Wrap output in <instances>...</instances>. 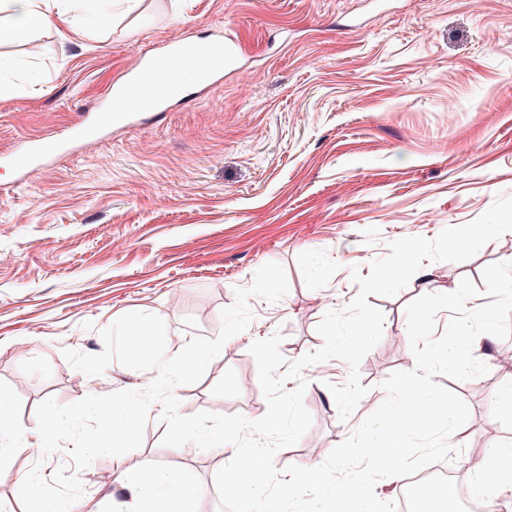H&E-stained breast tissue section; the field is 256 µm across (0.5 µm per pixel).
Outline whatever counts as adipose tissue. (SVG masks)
Masks as SVG:
<instances>
[{"label": "adipose tissue", "instance_id": "obj_1", "mask_svg": "<svg viewBox=\"0 0 512 512\" xmlns=\"http://www.w3.org/2000/svg\"><path fill=\"white\" fill-rule=\"evenodd\" d=\"M7 2L9 11L0 20V38L24 36L40 29L59 6V0ZM210 62V57L193 54L161 63L153 72L143 75L141 89L166 99L177 96L188 87L202 83L203 72ZM116 480L140 501L143 512H197V502L204 493L191 479L161 469L141 472L131 480L121 472Z\"/></svg>", "mask_w": 512, "mask_h": 512}]
</instances>
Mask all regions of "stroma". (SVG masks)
Here are the masks:
<instances>
[{
    "label": "stroma",
    "mask_w": 512,
    "mask_h": 512,
    "mask_svg": "<svg viewBox=\"0 0 512 512\" xmlns=\"http://www.w3.org/2000/svg\"><path fill=\"white\" fill-rule=\"evenodd\" d=\"M51 18L23 39L0 40V152L15 141L60 139L110 98L138 52L165 57L172 40L238 37L242 54L221 83L196 85L143 112L136 130L116 124L73 154L17 179L0 168V392L11 401L0 446L28 445L0 465V512H22L21 480L68 461L41 453L35 409L89 394L143 390L150 374L111 363L82 374L64 350L99 353L100 329L139 311L167 327V356L196 336L212 339L220 313L256 270L282 265L289 291L250 296L249 327L229 339L203 379L173 390L178 411L261 418L267 402L249 352L279 334L293 362L323 345L316 327L345 308L373 260L407 236L432 238L512 195V0H112V20L86 25ZM512 261V231L466 263L433 262V281L452 292L462 278ZM418 280L393 297L369 296L385 314L383 336L360 364L367 393L340 420L329 384L347 362L304 368L312 424L280 450L277 467H315L386 398L382 382L415 367L406 305ZM502 342L479 336L486 375L440 377L470 409L457 468L512 443V416L495 415L504 384ZM153 405L130 471L183 473L204 489L198 512H223L215 474L221 450L162 445ZM71 512H109L125 496L113 459L79 471Z\"/></svg>",
    "instance_id": "stroma-1"
}]
</instances>
